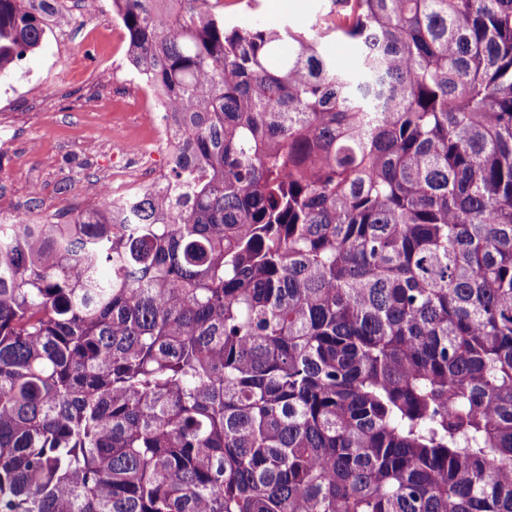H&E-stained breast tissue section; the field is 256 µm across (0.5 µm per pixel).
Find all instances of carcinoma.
<instances>
[{
    "instance_id": "carcinoma-1",
    "label": "carcinoma",
    "mask_w": 512,
    "mask_h": 512,
    "mask_svg": "<svg viewBox=\"0 0 512 512\" xmlns=\"http://www.w3.org/2000/svg\"><path fill=\"white\" fill-rule=\"evenodd\" d=\"M344 2L112 0L177 157L0 224V512H512V0ZM251 1L252 3H248ZM287 1V2H273ZM332 0H224V17L242 25L309 27ZM328 51L336 63V67L341 70L352 71L357 66V51L355 46L349 41L337 39L331 41L328 45Z\"/></svg>"
}]
</instances>
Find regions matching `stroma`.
Returning <instances> with one entry per match:
<instances>
[{
    "instance_id": "stroma-1",
    "label": "stroma",
    "mask_w": 512,
    "mask_h": 512,
    "mask_svg": "<svg viewBox=\"0 0 512 512\" xmlns=\"http://www.w3.org/2000/svg\"><path fill=\"white\" fill-rule=\"evenodd\" d=\"M51 32L38 51L0 78V205L29 206L32 184H39L40 205L33 214L42 222L60 221V209L86 206L95 186L112 169V145L97 134L100 106L125 111L138 98L136 84L104 75L100 57L114 55L129 69L126 37H115L119 24L112 0H102L88 16L82 0H58ZM330 0H224L225 18L242 25L278 28L310 26L326 12ZM37 78L36 87L17 78Z\"/></svg>"
}]
</instances>
